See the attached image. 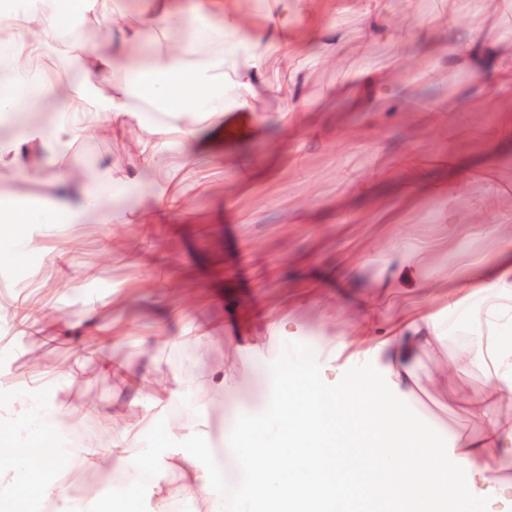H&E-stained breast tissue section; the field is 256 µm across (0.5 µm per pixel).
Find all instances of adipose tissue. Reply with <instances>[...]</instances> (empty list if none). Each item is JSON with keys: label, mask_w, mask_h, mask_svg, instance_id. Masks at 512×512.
I'll return each instance as SVG.
<instances>
[{"label": "adipose tissue", "mask_w": 512, "mask_h": 512, "mask_svg": "<svg viewBox=\"0 0 512 512\" xmlns=\"http://www.w3.org/2000/svg\"><path fill=\"white\" fill-rule=\"evenodd\" d=\"M270 14L267 34H244V8ZM311 0H139L144 24L122 32L113 55L88 52L70 71L53 69L48 59L57 33L72 15L91 17L120 6L111 0H68L65 9L48 11L42 0L0 10V123L12 124L24 141L38 142L56 155L79 134L90 112L111 114L129 126L151 118L134 94L161 105L168 124L155 127L154 141L142 152V171H150L157 153L172 145L197 147L201 124L221 125L224 115L250 109L255 96L279 97L280 86L264 78L270 56L288 55L293 68L302 58L289 54L288 18L310 9ZM180 29H173L174 17ZM435 27L447 30L443 53L449 72L466 70L488 77L500 101H512V48L483 37L455 12L438 15ZM172 35L163 56L147 52L157 35ZM210 47L209 57L197 56ZM125 71L128 81L99 92L106 74ZM59 195L51 223L77 224L97 211L99 199L86 187L58 181ZM439 307H425L392 319L385 336H367L357 328L351 339L328 341L323 369L335 371L342 353L351 362L376 364L391 393L370 385L358 390L317 386L312 376L292 380L270 375L244 382L237 361L228 359L211 375V405L224 417V460L230 477L183 449L172 447L161 459L147 458L113 441L107 452L82 449L91 467L148 475L152 512H173L179 498L197 497L204 512H351L368 495L372 483L384 480L391 493L376 512H468L484 490L467 482L449 483L448 458L468 464L481 458L495 463L489 488L512 489V418L501 412L505 392L512 390V337L506 330L473 336L461 359L463 368L483 373L482 387L458 402L474 418L468 434L434 425L431 437L397 411L416 383V366L439 351L448 333V316L464 305L512 325V239L503 240L493 259L470 270L459 296H443ZM74 414L57 406L41 389L21 393L0 389V501L18 500L22 490L50 503V512H112L115 504L139 498L132 481L110 484L106 494L75 497L48 480L68 468L73 455L46 436L72 425ZM177 473L178 486L164 483L162 472Z\"/></svg>", "instance_id": "adipose-tissue-1"}]
</instances>
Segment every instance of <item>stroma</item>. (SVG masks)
I'll return each mask as SVG.
<instances>
[{
  "label": "stroma",
  "instance_id": "35a3bbf8",
  "mask_svg": "<svg viewBox=\"0 0 512 512\" xmlns=\"http://www.w3.org/2000/svg\"><path fill=\"white\" fill-rule=\"evenodd\" d=\"M366 3L315 0L314 11L293 17L289 45L306 64L293 79L290 127L276 121L281 101L256 99L252 110L268 116L265 126L230 144L219 129H207L209 145L198 157L171 149L142 179L140 149L152 134L93 114L88 134L54 164L30 147L45 165L42 180L0 163V211L21 217L48 207L61 172L74 185H91L101 206L79 224L20 225L38 244L29 249L16 240L15 259L0 262V383L23 390L34 365L60 369L51 381L54 400L77 411L74 430L88 442L108 448L121 437L126 447L155 456L168 445L165 429L176 428L182 448L206 466L219 463L222 446L217 412L207 427L198 425L207 378L254 337H267L272 370L282 368L276 358L284 350L289 374L382 387L372 364L340 360L335 373L320 374L321 337L347 333L376 311L392 316L430 304L512 233L494 223L498 210L512 209V146L488 137L500 118L493 89L472 97L464 112L413 107L431 94L456 100L461 88L442 54L447 33L421 22L451 6L484 37L510 42L512 23L488 16L484 0H391L389 21L413 29L395 64L372 34L378 21ZM100 30L94 21L57 41L53 61L67 65L84 50L111 54ZM366 65L393 84L407 67L434 78L408 87V101L396 111L370 112L375 88L359 75ZM452 155L489 157L491 170L475 174L469 190L479 193L489 182L501 190L462 226L449 223L448 200L437 192L448 184ZM395 238L419 258L409 273L386 263ZM25 304L43 314V339L26 335L14 315ZM280 320L295 324L296 334L272 335ZM480 328L470 313L451 316L444 347L417 368L420 388L403 406L411 421L469 429L455 402L483 376L459 369L458 360ZM198 334L203 342H195ZM105 356L151 387L185 378L193 388L164 408L143 402L152 426L131 416L105 425L86 411L87 401L106 406L129 392L124 376L103 368Z\"/></svg>",
  "mask_w": 512,
  "mask_h": 512
}]
</instances>
